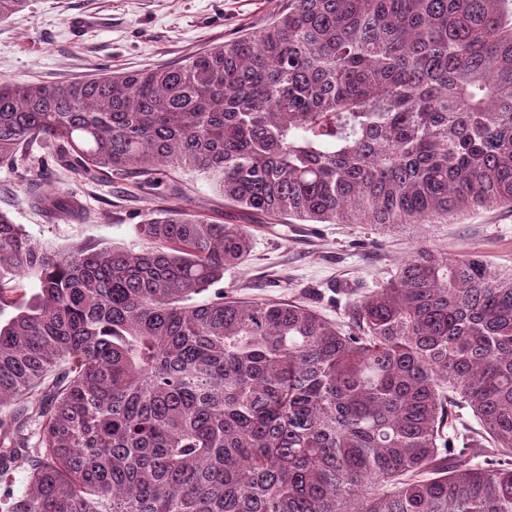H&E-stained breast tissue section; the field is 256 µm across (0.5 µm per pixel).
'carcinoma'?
<instances>
[{"label":"carcinoma","instance_id":"carcinoma-1","mask_svg":"<svg viewBox=\"0 0 512 512\" xmlns=\"http://www.w3.org/2000/svg\"><path fill=\"white\" fill-rule=\"evenodd\" d=\"M33 142L83 175L197 172L275 221L511 208L512 0H288L178 65L0 79V164ZM31 203L83 216L60 188ZM137 231L138 252H60L0 211V409L23 399L0 483L27 473L0 512H512V271L419 240L342 329L303 301L193 302L249 224L167 207Z\"/></svg>","mask_w":512,"mask_h":512}]
</instances>
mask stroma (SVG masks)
Segmentation results:
<instances>
[{"mask_svg":"<svg viewBox=\"0 0 512 512\" xmlns=\"http://www.w3.org/2000/svg\"><path fill=\"white\" fill-rule=\"evenodd\" d=\"M286 0H29L0 20V79L55 84L102 68L135 71L178 64L208 47L261 27ZM59 187L82 202L83 219H48L29 198ZM176 206L217 223H244L206 177L177 172L148 189L142 177L101 174L88 179L48 163L36 172L24 161L0 165V210L35 242L65 250L83 243L140 250L136 226L163 207ZM434 246L456 257L478 252L512 269V209H479L455 224L426 228ZM413 227L371 224L253 222L247 262L225 273L219 286L241 298H301L329 319L343 321L353 291L376 287L411 252Z\"/></svg>","mask_w":512,"mask_h":512,"instance_id":"stroma-1","label":"stroma"}]
</instances>
